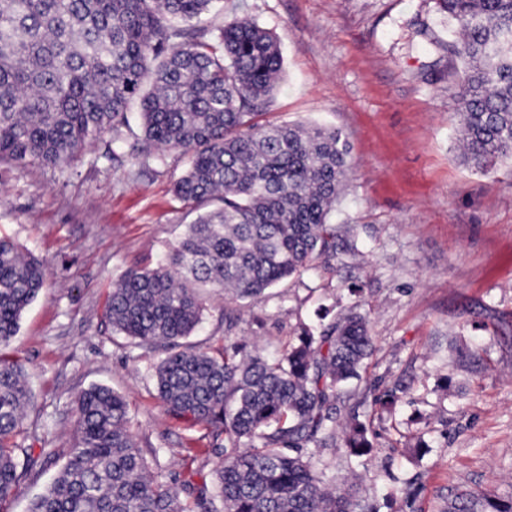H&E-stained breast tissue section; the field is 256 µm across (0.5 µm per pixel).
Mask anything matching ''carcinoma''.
<instances>
[{"instance_id": "carcinoma-1", "label": "carcinoma", "mask_w": 512, "mask_h": 512, "mask_svg": "<svg viewBox=\"0 0 512 512\" xmlns=\"http://www.w3.org/2000/svg\"><path fill=\"white\" fill-rule=\"evenodd\" d=\"M217 0H0V162L56 167L120 128L136 109L142 164L151 149L187 158L174 184L201 210L165 262L131 267L113 283L105 316L138 346H161L157 394L167 412L224 440L211 492L194 512H378L334 484L314 459L347 449L358 466L373 448L374 421L406 390L375 399L362 420L339 418L357 396L375 352L359 305L325 311L301 326L280 355L186 342L204 311L202 290L258 299L285 280L358 256L346 224L329 215L349 170V145L336 128L260 125L258 106L283 69L277 36L248 15L224 21L209 41L195 32ZM462 37L458 82L461 158L487 172L512 162V0H436ZM48 270L0 238V349L20 328ZM30 391L24 368L0 352V503L38 464L16 438ZM78 444L28 512H187L152 477V462L126 427L128 403L93 386L76 406Z\"/></svg>"}]
</instances>
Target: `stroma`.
Wrapping results in <instances>:
<instances>
[{
	"label": "stroma",
	"instance_id": "35a3bbf8",
	"mask_svg": "<svg viewBox=\"0 0 512 512\" xmlns=\"http://www.w3.org/2000/svg\"><path fill=\"white\" fill-rule=\"evenodd\" d=\"M208 32L247 12L278 37L282 79L260 109L261 124L340 129L350 171L331 221L347 224L366 254L361 309L377 351L360 383L374 399L396 381L410 389L363 466L345 449L325 451L338 483L372 496L420 474L413 499L396 493L380 512H448L512 493V166L483 173L460 158L456 103L448 85L462 70L448 51L455 28L434 0H223ZM180 151L150 166L117 164L100 142L60 167L0 163V237L46 264L49 278L6 350L32 391L18 441L46 461L0 512H27L66 465L76 442L78 395L106 385L129 403L127 427L155 458L159 482L210 485L219 460L206 426L172 418L152 377L160 351L130 343L105 319L113 283L130 267L153 266L196 210L173 192ZM351 267L315 269L235 308L205 295L193 343L220 349L232 339L273 354L335 305ZM459 336L479 362L448 356ZM449 386L438 402L433 388ZM431 422H424V415ZM427 447H420V440Z\"/></svg>",
	"mask_w": 512,
	"mask_h": 512
}]
</instances>
